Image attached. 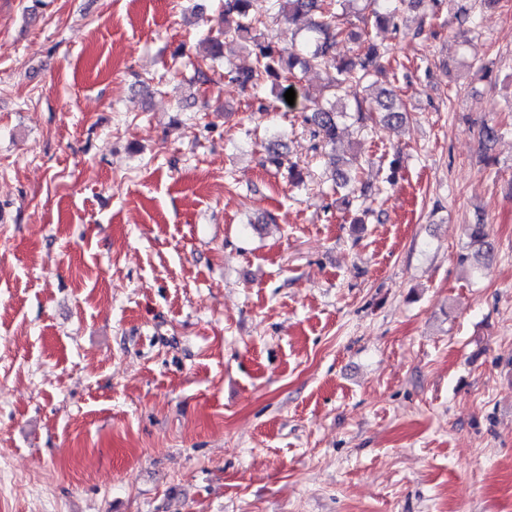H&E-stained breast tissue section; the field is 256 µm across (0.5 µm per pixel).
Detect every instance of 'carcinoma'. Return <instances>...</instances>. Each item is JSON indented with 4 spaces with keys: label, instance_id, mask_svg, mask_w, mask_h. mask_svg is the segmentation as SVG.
<instances>
[{
    "label": "carcinoma",
    "instance_id": "carcinoma-1",
    "mask_svg": "<svg viewBox=\"0 0 512 512\" xmlns=\"http://www.w3.org/2000/svg\"><path fill=\"white\" fill-rule=\"evenodd\" d=\"M279 13L294 20L312 12L319 13L320 20L308 27L303 40L290 48H280L265 33V22L251 12V0H224V30L219 37L205 38L206 54L195 68L197 80L205 83V69L224 56V49L245 47L252 51L254 67L232 72L231 81L242 90L252 92L265 84L280 99L293 87L288 82L298 68L317 69L325 73V88L328 95L314 102V108L304 116V122L313 127L312 133L331 150L327 166L332 190H343L346 195L355 194L352 166L360 165L357 156L344 160L334 154L339 142L341 121L345 118L363 121L378 114L380 123L389 129L399 126L406 119V111L398 102L394 91L386 87L378 89L373 104L365 106L359 98L349 99L346 86H362L376 71L380 47L371 36V30H385L395 25L399 6L407 3L412 7L424 4V0H373L375 8L370 19L364 22L361 33L356 35L360 51L353 58H344L336 53V47L346 32L336 26V11L346 0H277ZM473 252L463 254L460 260L474 259L477 269H482L492 253L488 240L487 225L469 224L465 228Z\"/></svg>",
    "mask_w": 512,
    "mask_h": 512
}]
</instances>
